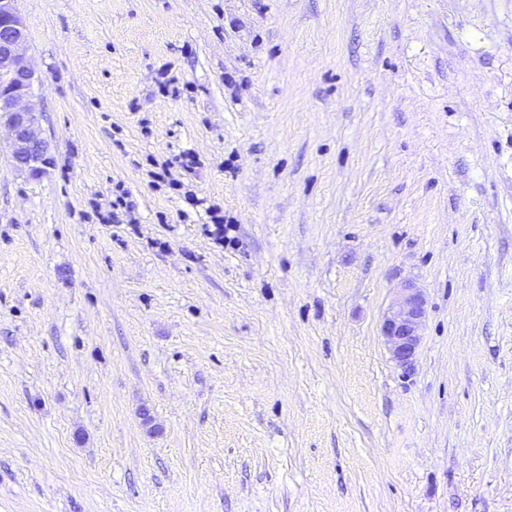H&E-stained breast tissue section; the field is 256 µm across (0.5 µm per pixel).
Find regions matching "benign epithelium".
I'll return each instance as SVG.
<instances>
[{"mask_svg":"<svg viewBox=\"0 0 512 512\" xmlns=\"http://www.w3.org/2000/svg\"><path fill=\"white\" fill-rule=\"evenodd\" d=\"M26 40L16 0H0V120L11 131L16 164L37 172L47 166V150L36 130L30 97L41 77L21 51ZM425 315L423 293L410 284L383 317L381 336L392 360L404 370L412 366L421 343Z\"/></svg>","mask_w":512,"mask_h":512,"instance_id":"1","label":"benign epithelium"}]
</instances>
